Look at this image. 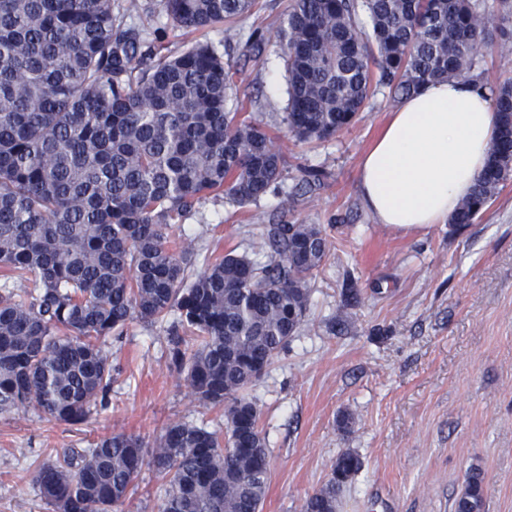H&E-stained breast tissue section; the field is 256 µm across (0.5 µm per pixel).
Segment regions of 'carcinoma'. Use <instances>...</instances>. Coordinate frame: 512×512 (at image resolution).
<instances>
[{"instance_id": "1", "label": "carcinoma", "mask_w": 512, "mask_h": 512, "mask_svg": "<svg viewBox=\"0 0 512 512\" xmlns=\"http://www.w3.org/2000/svg\"><path fill=\"white\" fill-rule=\"evenodd\" d=\"M258 0H0V414L28 406L77 424L106 403L102 339L133 320L177 315L169 367L194 400L224 407L222 434L182 421L153 439L113 433L66 448L32 481L52 512H112L144 465L165 481L160 512H262L270 472L260 411L247 396L305 322L312 278L333 242L321 224H262L251 252L190 274L192 239L171 245L207 195L237 207L277 187L271 129L233 104L238 70L210 42L169 50L134 23L159 10L176 28L236 23ZM491 15L485 0H290L278 31L299 143L348 127L380 92L408 96L439 78L472 81ZM488 165L452 219L471 224L512 176V83L491 89ZM20 279L33 284L22 295ZM197 349L186 356L185 337ZM342 452L302 512H336L359 472ZM471 472L454 512H483Z\"/></svg>"}]
</instances>
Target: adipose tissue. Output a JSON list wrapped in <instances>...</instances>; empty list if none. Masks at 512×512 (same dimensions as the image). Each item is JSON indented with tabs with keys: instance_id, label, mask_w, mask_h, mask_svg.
Instances as JSON below:
<instances>
[{
	"instance_id": "obj_1",
	"label": "adipose tissue",
	"mask_w": 512,
	"mask_h": 512,
	"mask_svg": "<svg viewBox=\"0 0 512 512\" xmlns=\"http://www.w3.org/2000/svg\"><path fill=\"white\" fill-rule=\"evenodd\" d=\"M494 136L489 90L455 79L402 97L358 174L377 222L408 235L450 222L487 161Z\"/></svg>"
}]
</instances>
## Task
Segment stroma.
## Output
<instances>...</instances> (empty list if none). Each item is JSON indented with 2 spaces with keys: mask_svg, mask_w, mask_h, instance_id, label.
Segmentation results:
<instances>
[{
  "mask_svg": "<svg viewBox=\"0 0 512 512\" xmlns=\"http://www.w3.org/2000/svg\"><path fill=\"white\" fill-rule=\"evenodd\" d=\"M494 4L481 82L512 81V7ZM289 0H260L243 31L265 35L261 54L244 42L228 52L240 71L237 96L279 136L284 179L253 212L293 224H325L334 244L311 282L306 321L249 390L269 440L262 512H302L337 456L362 467L337 512H453L469 470L485 475L484 512H512V178L474 223L403 235L377 224L358 191L363 152L396 101L372 98L356 121L317 143L289 140L281 119L286 81L278 29ZM325 171L316 189L303 168ZM249 213L223 199L202 200L172 235L196 239L194 271L229 250L249 248ZM174 317L133 322L104 340L112 362L108 402L83 424L37 410L0 415V512H48L34 470L65 448H88L111 433L145 440L168 423L225 430L223 411L189 394L168 369ZM165 487L143 468L131 497L114 512H159Z\"/></svg>",
  "mask_w": 512,
  "mask_h": 512,
  "instance_id": "35a3bbf8",
  "label": "stroma"
}]
</instances>
